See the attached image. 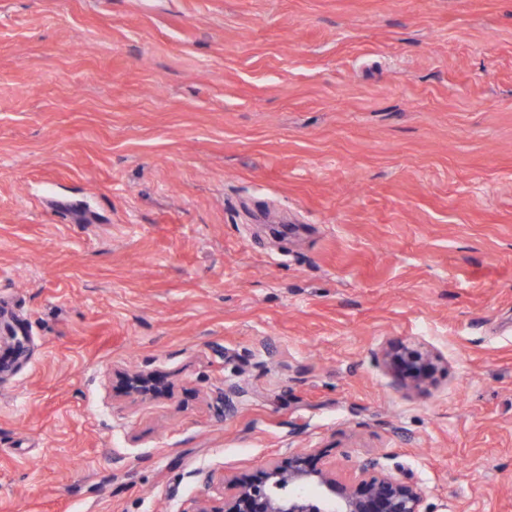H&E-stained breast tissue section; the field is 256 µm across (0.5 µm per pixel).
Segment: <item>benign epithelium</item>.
Here are the masks:
<instances>
[{
  "instance_id": "1",
  "label": "benign epithelium",
  "mask_w": 512,
  "mask_h": 512,
  "mask_svg": "<svg viewBox=\"0 0 512 512\" xmlns=\"http://www.w3.org/2000/svg\"><path fill=\"white\" fill-rule=\"evenodd\" d=\"M382 360L397 382L412 390L427 383L433 369L427 353L405 345L386 351ZM125 380L135 397L160 393L157 374L148 368L127 374ZM244 393L243 385L227 384L214 399L227 417L236 410L235 399ZM225 489L228 494L221 510L199 502L191 512H433L426 490L397 467L391 470L377 459H368L342 477L336 465L310 451L274 457L253 473L225 480Z\"/></svg>"
}]
</instances>
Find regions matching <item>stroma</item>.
I'll list each match as a JSON object with an SVG mask.
<instances>
[{"label": "stroma", "instance_id": "35a3bbf8", "mask_svg": "<svg viewBox=\"0 0 512 512\" xmlns=\"http://www.w3.org/2000/svg\"><path fill=\"white\" fill-rule=\"evenodd\" d=\"M297 448L512 512V0H0V512ZM382 360L385 368L406 389L421 388L429 380L433 369L427 353L405 345L386 351ZM128 392L134 397L150 398L159 394L157 374L148 368H141L125 377ZM245 393V387L239 383L224 385L216 392L214 399L218 406L224 408V416L232 415L236 410L235 399Z\"/></svg>", "mask_w": 512, "mask_h": 512}]
</instances>
